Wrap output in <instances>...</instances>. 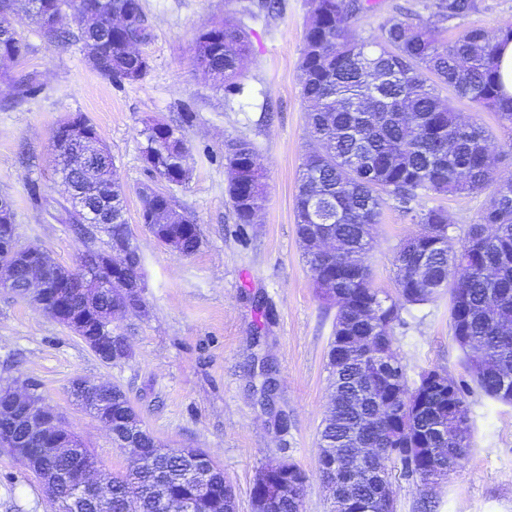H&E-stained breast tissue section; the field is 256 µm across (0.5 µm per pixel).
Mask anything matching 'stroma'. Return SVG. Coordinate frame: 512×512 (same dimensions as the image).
<instances>
[{
  "mask_svg": "<svg viewBox=\"0 0 512 512\" xmlns=\"http://www.w3.org/2000/svg\"><path fill=\"white\" fill-rule=\"evenodd\" d=\"M279 2L271 13L265 0H142L151 36L140 50L149 70L142 80L121 84L90 66L82 41L52 40L19 21L27 51L9 78L0 79V195L12 201L19 241L41 247L67 267L87 250L106 249L104 235L84 237L61 215L66 193L54 168L52 134L66 117L83 113L127 189L126 219L141 254L148 314L115 316L112 330L126 336L132 356L109 365L51 316L0 291V386L37 382L45 404L105 472H124L130 456L71 397L78 377L122 388L146 429L168 448L204 450L233 485L239 512L250 510L257 471L283 459L306 474L304 512H330L318 473V427L329 402L326 360L334 314L317 296L295 227L299 170L309 149L299 84L309 14L307 0ZM372 3L353 25L368 41L397 13L433 16V0ZM478 3L469 17L438 23L440 39L512 19V0ZM223 18L241 20L251 42L235 95L225 94L195 63L199 32ZM27 74L37 85L17 98L14 80ZM439 93L462 115L477 117L490 134L497 175H512V132L494 113L475 112L451 89ZM152 119L182 130L191 169L186 184L167 185L145 162L141 131ZM238 138L252 143L264 173L265 208L247 229L237 224L227 194L224 150ZM145 185L168 191L197 224L202 244L194 255L177 256L142 224L138 191ZM488 199L485 192L431 193L407 208L388 199L368 255L375 287L396 295L394 257L417 229L416 212L444 208L458 245ZM401 317L393 333L410 377L433 367L464 377L447 297L408 307ZM266 362L275 366L278 384L270 410L257 394ZM468 403L474 446L463 465L431 488L393 467L396 512H512V405L477 391ZM0 512H54L41 482L5 448Z\"/></svg>",
  "mask_w": 512,
  "mask_h": 512,
  "instance_id": "stroma-1",
  "label": "stroma"
}]
</instances>
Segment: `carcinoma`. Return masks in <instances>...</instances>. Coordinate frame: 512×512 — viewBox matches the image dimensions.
I'll return each mask as SVG.
<instances>
[{
	"instance_id": "obj_1",
	"label": "carcinoma",
	"mask_w": 512,
	"mask_h": 512,
	"mask_svg": "<svg viewBox=\"0 0 512 512\" xmlns=\"http://www.w3.org/2000/svg\"><path fill=\"white\" fill-rule=\"evenodd\" d=\"M26 11L28 23L46 36L64 40L70 32L51 25L53 13L70 0H38ZM95 11L72 18L79 39L100 46L95 70L116 82L141 79L147 57L125 50V33L111 17L144 21L141 0H91ZM436 15L453 21L477 11V0H436ZM372 8L355 0H308L300 86L312 148L299 174L296 228L313 284L325 305L336 309L327 351L331 403L319 430V473L330 479L340 468L344 483L333 499L334 512H393L384 495L388 465L423 485L447 477L472 446L467 398L472 388L512 404V175L494 176L489 137L473 118L464 121L438 87L445 85L478 110L495 112L512 129V105L501 102L495 64L498 35L470 27L448 42L439 40L431 23L419 15H396L371 42L353 29L356 12ZM0 0V59H19L26 44ZM250 44L240 22L226 18L205 27L196 40V61L227 94L239 89ZM144 159L158 177L171 184L187 182L190 168L181 163L182 135L159 120L144 130ZM225 154L227 186L236 222L256 223L265 201L263 174L252 144L232 141ZM56 170L65 183L78 180L72 167L74 146L59 133L54 142ZM496 184L480 221L471 226L459 248L448 235V212L423 210L418 230L395 256L398 295L375 288L368 254L372 229L389 198L409 203L426 192L473 194ZM101 197L112 224V244H121L130 271L141 269V256L125 218L126 190L108 161L99 176ZM66 220L88 231L90 216L74 203L63 207ZM142 223L157 238L173 235L184 256L201 245L198 227L162 192L143 200ZM448 295L452 337L463 353L470 380L456 381L437 368L424 369L409 382L407 365L393 349V328L403 323L401 310ZM367 342L358 351L348 338ZM131 356L126 337H112L114 364ZM112 409L120 420L130 413L141 420L126 393L112 386ZM139 434L151 453L125 472L112 475L109 512H160L158 500L144 487L163 478L171 505L193 502L192 512H237L238 504L224 469L213 464L210 490L197 491L192 470L198 448L167 450L147 431ZM359 448L380 452L384 477L361 468ZM32 452L49 465L77 478L75 458L49 453L36 442ZM288 482V494L271 512H304L303 471L290 463L273 474Z\"/></svg>"
}]
</instances>
